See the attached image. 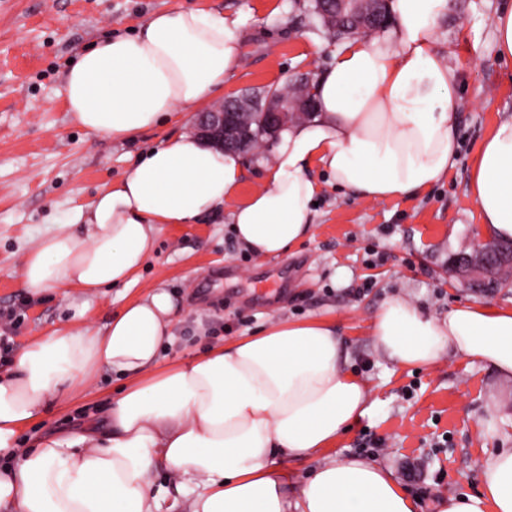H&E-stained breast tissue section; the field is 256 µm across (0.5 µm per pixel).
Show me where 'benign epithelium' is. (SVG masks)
Here are the masks:
<instances>
[{"label":"benign epithelium","instance_id":"benign-epithelium-1","mask_svg":"<svg viewBox=\"0 0 512 512\" xmlns=\"http://www.w3.org/2000/svg\"><path fill=\"white\" fill-rule=\"evenodd\" d=\"M317 11L324 17L325 27L335 31L344 26L352 34L360 36L384 26L381 10L365 13L360 10L358 0H318ZM312 80L299 84L298 98L286 102L282 97H271L259 112H250L251 102L244 97L231 98L201 113L197 119V134L200 138L220 147L241 146L249 138L241 122V116L251 115L263 128L267 141L272 142L288 125L297 112H311L314 101L307 95V86ZM512 266V243L508 245H475L473 253L462 258L459 267L467 274L488 276L496 268Z\"/></svg>","mask_w":512,"mask_h":512}]
</instances>
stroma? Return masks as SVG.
Segmentation results:
<instances>
[{"instance_id":"1","label":"stroma","mask_w":512,"mask_h":512,"mask_svg":"<svg viewBox=\"0 0 512 512\" xmlns=\"http://www.w3.org/2000/svg\"><path fill=\"white\" fill-rule=\"evenodd\" d=\"M307 0H0V315H12L14 349L66 323L70 297L28 293L19 277L26 251L53 225L65 223L104 185L123 176L137 153L166 136L193 131L195 113L148 130L125 144L85 134L62 97L70 60L108 35L133 33L152 12L203 6L241 14L243 54L224 82L225 94L287 87L322 73L338 43ZM512 0H453L438 27L437 46L458 74L457 162L426 193L381 202L338 189L323 171L309 236L286 255L259 261L235 241L226 222L166 224L136 280L87 297L85 319L99 327L157 285L200 310L208 329L181 332L167 363L250 335L282 319L323 316L342 329L348 372L365 380L373 406L337 442L335 454L361 453L387 465L434 512L440 495L477 493L487 448H512V379L490 365L449 355L431 367H402L380 354L371 322L399 296L441 317L454 306H512V288L476 293L454 275V260L484 239L469 192V168L498 121L512 116V60L500 58L492 19ZM118 378L98 381L71 403L51 406L22 433L25 444L47 432L102 422Z\"/></svg>"}]
</instances>
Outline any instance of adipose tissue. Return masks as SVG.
I'll use <instances>...</instances> for the list:
<instances>
[{"mask_svg": "<svg viewBox=\"0 0 512 512\" xmlns=\"http://www.w3.org/2000/svg\"><path fill=\"white\" fill-rule=\"evenodd\" d=\"M451 0H390L383 37L332 55L311 119L289 123L258 189L234 198L246 158L197 137L166 138L120 179L40 237L21 269L25 289L90 294L128 284L165 224L228 215L242 248L278 257L313 226L320 168L370 202L428 190L453 166L457 74L438 50ZM240 17L203 8L151 14L134 34L82 51L63 82L73 122L92 137L132 141L180 112L203 109L239 67ZM485 232L512 240V118L484 138L469 180ZM78 308L65 327L20 349L0 371V512H418L392 470L365 456L332 458L290 492L284 460L304 462L369 410L366 385L344 369L331 320L288 321L163 369L183 316L155 288L100 329ZM376 349L400 366L447 354L512 377V307L469 303L435 317L401 298L375 315ZM118 373L106 425L21 432L52 402ZM165 471L174 489L156 486ZM481 494L440 497L435 512H512V451H488Z\"/></svg>", "mask_w": 512, "mask_h": 512, "instance_id": "ef3b65f1", "label": "adipose tissue"}]
</instances>
